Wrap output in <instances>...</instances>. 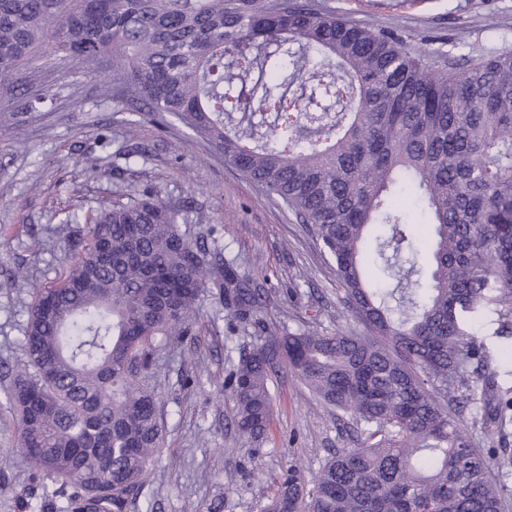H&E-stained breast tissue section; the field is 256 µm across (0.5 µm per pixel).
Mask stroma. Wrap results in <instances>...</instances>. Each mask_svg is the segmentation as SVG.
<instances>
[{"mask_svg":"<svg viewBox=\"0 0 512 512\" xmlns=\"http://www.w3.org/2000/svg\"><path fill=\"white\" fill-rule=\"evenodd\" d=\"M314 7L395 31L410 50L422 37L465 50L512 49V0H314ZM130 105L122 86L48 53L24 70L22 87L0 86V364L21 356L34 288L58 281L71 263L73 217L111 205L120 185L159 195L179 210L182 233L215 243L271 294L258 325L242 330L207 289L197 306L196 354L162 351L164 447L145 496L152 512H257L269 475L294 461L313 486L330 454L356 446L358 434L285 368L272 387L269 438L245 450L222 383L268 329L335 331L343 292L312 225L296 222L209 141L177 123L158 129ZM14 434L0 391V512H18L16 496L29 486Z\"/></svg>","mask_w":512,"mask_h":512,"instance_id":"35a3bbf8","label":"stroma"}]
</instances>
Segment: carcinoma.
<instances>
[{"label":"carcinoma","instance_id":"1","mask_svg":"<svg viewBox=\"0 0 512 512\" xmlns=\"http://www.w3.org/2000/svg\"><path fill=\"white\" fill-rule=\"evenodd\" d=\"M40 52L112 58L152 120L215 144L315 227L334 264L361 329L258 336L224 388L248 443L267 437L285 366L363 440L309 491L289 465L258 512H507L512 348L499 363L473 326L512 340V50L410 52L307 0H0V85ZM401 194L431 228L424 280ZM177 218L153 194L119 195L84 217L62 279L34 289L23 357L0 372L32 471L22 512H130L163 447L160 351L184 346L208 286L240 324L256 320L266 289ZM376 224L387 290L362 267ZM477 426L498 447L477 446Z\"/></svg>","mask_w":512,"mask_h":512}]
</instances>
